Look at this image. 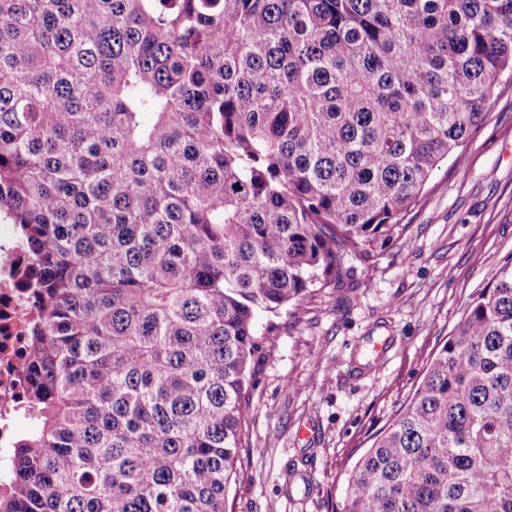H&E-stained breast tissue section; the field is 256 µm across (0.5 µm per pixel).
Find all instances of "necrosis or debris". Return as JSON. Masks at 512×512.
<instances>
[{"mask_svg": "<svg viewBox=\"0 0 512 512\" xmlns=\"http://www.w3.org/2000/svg\"><path fill=\"white\" fill-rule=\"evenodd\" d=\"M36 264L14 225L0 224V487L8 484L9 450L24 411L26 340L40 311Z\"/></svg>", "mask_w": 512, "mask_h": 512, "instance_id": "4bbe7bcc", "label": "necrosis or debris"}]
</instances>
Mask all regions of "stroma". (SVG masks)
Returning a JSON list of instances; mask_svg holds the SVG:
<instances>
[{
    "label": "stroma",
    "mask_w": 512,
    "mask_h": 512,
    "mask_svg": "<svg viewBox=\"0 0 512 512\" xmlns=\"http://www.w3.org/2000/svg\"><path fill=\"white\" fill-rule=\"evenodd\" d=\"M443 160L370 261L275 317L254 358L228 512H330L348 471L396 418L471 296L512 258V86L464 151ZM381 353L364 359L367 341ZM309 428L302 436L301 428Z\"/></svg>",
    "instance_id": "35a3bbf8"
}]
</instances>
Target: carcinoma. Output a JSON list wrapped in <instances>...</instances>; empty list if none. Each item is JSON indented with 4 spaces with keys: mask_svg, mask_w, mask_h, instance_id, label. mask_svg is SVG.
Returning a JSON list of instances; mask_svg holds the SVG:
<instances>
[{
    "mask_svg": "<svg viewBox=\"0 0 512 512\" xmlns=\"http://www.w3.org/2000/svg\"><path fill=\"white\" fill-rule=\"evenodd\" d=\"M504 80L512 0H0V215L42 296L0 512H226L259 315L390 240ZM342 512H512V261Z\"/></svg>",
    "mask_w": 512,
    "mask_h": 512,
    "instance_id": "1",
    "label": "carcinoma"
}]
</instances>
